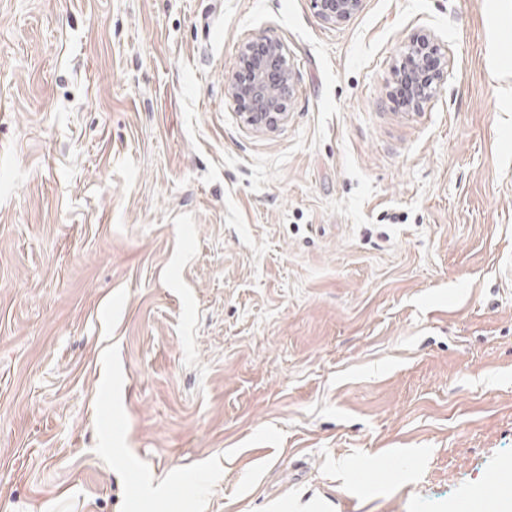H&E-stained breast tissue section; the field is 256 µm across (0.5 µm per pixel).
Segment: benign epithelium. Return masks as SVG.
I'll list each match as a JSON object with an SVG mask.
<instances>
[{"instance_id": "1", "label": "benign epithelium", "mask_w": 512, "mask_h": 512, "mask_svg": "<svg viewBox=\"0 0 512 512\" xmlns=\"http://www.w3.org/2000/svg\"><path fill=\"white\" fill-rule=\"evenodd\" d=\"M322 16L330 22H341L361 7L362 0H315ZM281 46L266 41L260 52L252 51L244 58L249 79L243 83L237 75L228 79V93L239 100L245 109V122L261 130L271 128L284 120V100L292 87V72L283 64ZM414 89V103L420 104L431 97L442 80L438 70L431 72L417 68L407 74Z\"/></svg>"}]
</instances>
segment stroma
I'll use <instances>...</instances> for the list:
<instances>
[{
  "label": "stroma",
  "mask_w": 512,
  "mask_h": 512,
  "mask_svg": "<svg viewBox=\"0 0 512 512\" xmlns=\"http://www.w3.org/2000/svg\"><path fill=\"white\" fill-rule=\"evenodd\" d=\"M509 267L512 0H0V512H484ZM317 7H320L322 16L330 22H341L361 7L362 0H315ZM261 44V52L253 49L244 58L248 81L244 83L248 74L242 65L238 76L233 74L227 84L228 93L243 104L245 122L257 130L274 127L284 120L283 104L291 92L293 78L291 70L283 64L280 44L272 40ZM409 64H401L399 67V75L396 83L395 96L398 103L402 106H408L411 104L412 98L414 97L415 105L426 101L431 95L437 90L443 77V73L440 74L438 68L432 72L427 71L424 68H417L407 74V79L411 85L407 82L406 78L403 77L402 72L407 70ZM413 95V97H412Z\"/></svg>",
  "instance_id": "obj_1"
}]
</instances>
